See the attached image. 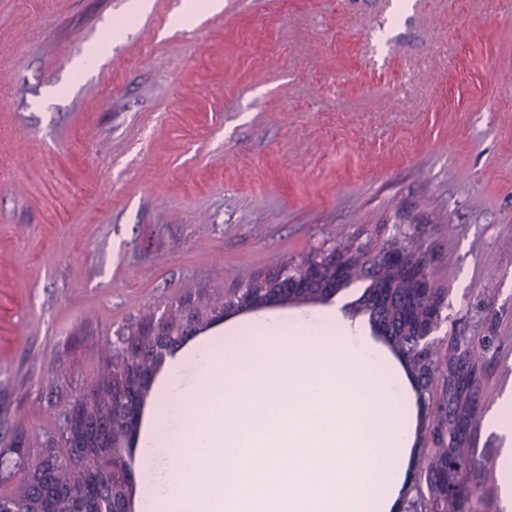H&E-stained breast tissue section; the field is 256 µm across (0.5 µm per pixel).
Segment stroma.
Returning a JSON list of instances; mask_svg holds the SVG:
<instances>
[{"label": "stroma", "instance_id": "obj_1", "mask_svg": "<svg viewBox=\"0 0 512 512\" xmlns=\"http://www.w3.org/2000/svg\"><path fill=\"white\" fill-rule=\"evenodd\" d=\"M0 0V447L58 428L117 330L328 229L410 235L438 338L492 336L478 453L512 396V0ZM111 39L76 76L84 49ZM456 233H449V225ZM184 3L183 10L171 20L172 25L180 26L186 22L187 16H193L200 12L218 13L223 7L221 0H186Z\"/></svg>", "mask_w": 512, "mask_h": 512}]
</instances>
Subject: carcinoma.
Returning <instances> with one entry per match:
<instances>
[{"label": "carcinoma", "instance_id": "obj_1", "mask_svg": "<svg viewBox=\"0 0 512 512\" xmlns=\"http://www.w3.org/2000/svg\"><path fill=\"white\" fill-rule=\"evenodd\" d=\"M341 246L349 271L344 287L364 284L362 294L349 304L354 314L368 317L371 325L381 324L395 332L389 347L401 363L417 400L427 402L419 416L417 441L411 452L412 480L403 495L401 512H487L489 501L482 496L483 477L495 466L489 458L477 460L476 442L481 414L475 405L473 389L478 381L466 385L464 379L474 371L484 372L494 337L465 340L460 356L444 358L436 344L421 345L419 321L428 317L429 302L417 292L415 283L402 269L379 265L364 248L352 240L329 231ZM213 301L192 312L190 319L201 328L210 326L209 309L221 306L232 310V296L224 292V283L213 285ZM448 360V368L440 366ZM92 394H79L70 402L81 407L87 421L112 418V376L109 367L101 369L91 385ZM71 436L54 434L39 447L21 449L20 475L0 486V510L23 509L40 512L45 472L55 469L58 491L52 493V512H72V498L86 479L105 483L106 499L118 500L125 484L114 471L122 449L113 447L112 434L99 435L92 449L75 452Z\"/></svg>", "mask_w": 512, "mask_h": 512}]
</instances>
